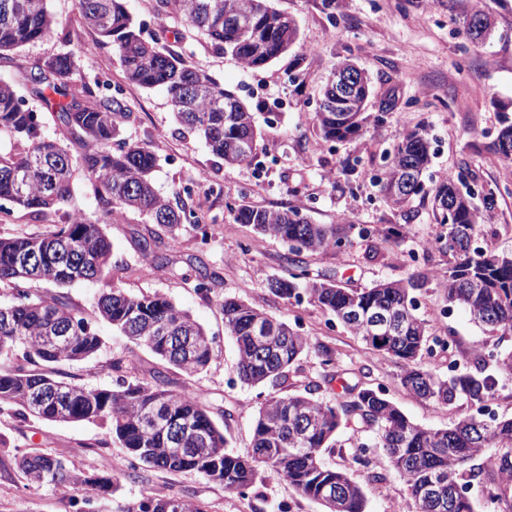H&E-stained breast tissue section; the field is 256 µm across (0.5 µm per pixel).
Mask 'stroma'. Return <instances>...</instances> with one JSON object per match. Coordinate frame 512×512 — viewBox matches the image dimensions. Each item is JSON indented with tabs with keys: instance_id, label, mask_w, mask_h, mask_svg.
I'll list each match as a JSON object with an SVG mask.
<instances>
[{
	"instance_id": "35a3bbf8",
	"label": "stroma",
	"mask_w": 512,
	"mask_h": 512,
	"mask_svg": "<svg viewBox=\"0 0 512 512\" xmlns=\"http://www.w3.org/2000/svg\"><path fill=\"white\" fill-rule=\"evenodd\" d=\"M273 8L288 13L299 27L297 42L265 69L243 68L231 55L216 51L204 35L188 32L177 13L157 16L152 0H127V8L142 28L145 39L180 52L190 66L201 69L235 90L253 112L264 136L266 152L256 161L227 166L216 159L202 139L180 134L168 96L160 89L127 83L111 46L97 45L96 34L79 15L75 0H50L56 27L49 40L20 49L25 65L61 51H81L80 74L94 79L110 73L122 86L132 116L125 127L135 141L151 144L159 156L154 172L159 194L180 195L186 209L202 216L206 233L184 231L163 235L160 250L169 264L151 268L142 248L148 227L138 215L110 224L105 233L112 243L121 285L133 293L161 292L188 311L212 336L216 356L202 373L189 376L163 367L148 351H141V370L164 369L168 386L189 388L212 412L227 410L224 434L229 450L245 451L251 441L258 408L270 397L304 389L317 383L326 400L341 398L333 376L352 384L382 390L411 420L431 427L451 426L469 414V405L445 409L417 398L401 383L402 367L388 356L369 349L320 307L308 300L282 299L266 287L268 279L293 272L292 256L282 242L234 223L231 205L278 208L292 206L315 224L348 220V242L339 251L306 255L311 269L326 272L339 285L365 288L379 280H404L428 275L416 290L418 314L433 333L453 334L456 350L448 358L427 360L426 365L444 375L449 364L468 366L476 345L494 352L512 350V334L490 333L473 324L461 310H448L444 292L431 276L445 268L448 256L433 250L425 259L411 261L421 241L439 231L432 198L416 196L409 205L410 218L386 202L372 178L381 169V155L393 149L412 129L425 128L434 155L426 186L435 183L436 171H467L478 192L494 191L497 206L483 226V246L499 254H512V164L490 151L502 117L512 118V0H271ZM483 10L496 20L494 37L482 45L472 43L465 19ZM355 62L369 75L373 93L369 112L380 99L392 97L395 109L379 127H366L362 135L344 143L322 140L314 112L327 74L344 60ZM356 162L357 187L346 192L344 165ZM402 225L399 241H385L388 228ZM207 278L210 296L197 292ZM46 297H66L84 316L93 319L105 338L99 354L67 365L75 382L92 387H114L104 369L111 358L123 355L129 340L97 320L96 288L88 283L69 287L42 286ZM233 296L287 321L312 347L290 368L279 385H249L237 377L238 353L224 332L218 305ZM330 350L332 362L323 365L322 352ZM0 436L21 451L38 449L61 455L88 474H109L123 469L125 448L96 425L50 423L0 413ZM362 429L342 425L335 447L321 457L327 466L349 472L364 483L366 512H398L407 500V488L391 467L384 451L371 449L370 465L353 461V451L363 439ZM381 474L371 482L368 472ZM144 494L177 496L202 503L208 512H322L286 481L257 486L246 495L229 493L194 472L169 473L144 468L134 480L124 481L112 495L89 492L90 512H118L125 502ZM58 490L27 481L17 468L0 469V512H81Z\"/></svg>"
}]
</instances>
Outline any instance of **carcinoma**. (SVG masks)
I'll return each mask as SVG.
<instances>
[{"instance_id":"obj_1","label":"carcinoma","mask_w":512,"mask_h":512,"mask_svg":"<svg viewBox=\"0 0 512 512\" xmlns=\"http://www.w3.org/2000/svg\"><path fill=\"white\" fill-rule=\"evenodd\" d=\"M84 23L101 44L112 45L128 82L145 89L163 88L179 125L204 138L213 156L226 165L253 160L263 150V136L253 113L233 90L188 65L181 53L141 39L126 0H76ZM178 13L251 70H261L288 52L297 26L268 0H155V10ZM55 19L48 0H0V56L50 37ZM77 57L67 51L26 67L16 64L9 80H0V200L49 225L38 235L0 236V285L12 290L13 302L0 304V410L24 418L58 423L91 422L107 429L138 464L162 471H195L227 492H243L258 483L286 480L324 512H365L363 487L342 470L325 466L322 451L336 446L342 420H350L368 439L357 445L356 463L369 465L367 449L382 448L404 480L411 512H474L467 495L472 481L486 485L497 504L512 508V418L487 417L483 403L493 377L487 361L512 372V351L473 349L469 368L439 376L422 365L434 350L449 349L448 337L434 335L417 314L413 291L428 276L406 282L379 281L366 288H344L315 272L300 256L345 245L338 224H313L301 212L241 205L234 223L251 226L288 246L297 256L296 272L267 281L279 297L307 298L373 350L398 360L402 385L416 397L443 408L464 401L477 407L451 426L430 429L411 421L380 390L342 382L344 396L332 403L315 396L319 385L273 396L257 412L250 447L227 451L224 427L188 389L166 388L165 374L145 379L137 374V349L151 352L186 373L206 370L214 356V338L171 298L159 293H131L115 279L111 244L104 226L114 217L141 216L171 235L191 227L207 238L202 217L181 204L180 196H159L152 182L157 155L147 143L124 135L131 118L123 90L77 76ZM24 86L39 102L28 106L18 92ZM371 80L363 74L350 92L353 103L337 98L336 73L325 84L315 112L327 142L359 136L369 116ZM83 149L73 157L63 143L43 132L42 114ZM491 151L512 162V121H502ZM431 139L423 129L407 132L375 176L379 193L402 213L425 193L423 173L432 161ZM91 185L101 211L96 217H55L68 200L76 172ZM439 215L438 249L448 253V267L433 274L444 288L448 307L492 331L512 333V257L477 245L482 212L496 205L494 193L472 201L457 174L432 190ZM33 257L32 263L25 262ZM78 282L100 285L94 311L135 348L111 360L117 374L112 388L65 380L60 366L95 356L103 337L69 301L46 298L36 286ZM224 330L238 351V378L246 384L276 382L310 349L312 340L287 322L235 298L219 301ZM381 312L395 318L391 334L377 341L369 325ZM483 458L468 470L462 462ZM15 464L26 479L66 493L74 500L94 489L90 475L51 453H21ZM119 512H206L204 505L180 497L143 495Z\"/></svg>"}]
</instances>
